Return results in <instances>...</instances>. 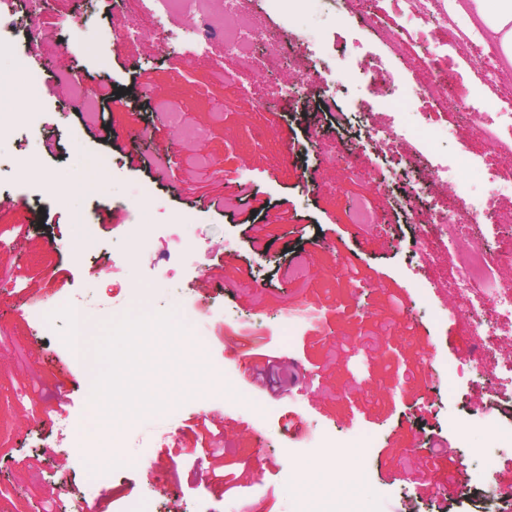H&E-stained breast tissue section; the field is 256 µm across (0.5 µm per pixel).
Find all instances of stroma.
Returning a JSON list of instances; mask_svg holds the SVG:
<instances>
[{
    "label": "stroma",
    "mask_w": 512,
    "mask_h": 512,
    "mask_svg": "<svg viewBox=\"0 0 512 512\" xmlns=\"http://www.w3.org/2000/svg\"><path fill=\"white\" fill-rule=\"evenodd\" d=\"M245 10L275 29L283 64L267 65L262 46L257 73L239 74L231 55L214 46L222 75L191 47L148 22H136L138 0H42L36 10L0 18L8 29L41 33L32 64L41 78L34 95L15 100L13 111L35 112L36 127L8 121L0 140V512H38L54 502L56 480L67 475L82 486L96 460L63 447L49 419L66 415L74 429H87L98 383L119 380L131 420H116V432L136 425L165 427L163 443L127 445L114 465L116 478L106 510L123 512L144 484L155 486L162 512H292L284 470L305 473L317 462L332 482L345 470L332 449L316 460L284 457L279 446L305 445L321 426L337 436L362 431L374 436L369 453L354 449L351 460L363 479L358 491L365 512H480L485 495L512 480V452L465 456L467 446L495 442L493 431L449 424V416L480 411L491 392L488 377L430 374L427 355L457 362L471 351L452 313L457 305L453 263L446 247L431 241L427 260L414 242L427 221L424 209H401V191L383 150L362 147L358 128L338 131L333 112L355 113L368 104L371 119L389 130L399 124L386 97L423 88L444 71L467 91L440 108L442 124L456 126L459 108L490 120L512 113V77L488 82L456 54L447 33H407L401 54H393L376 28L399 24L393 0H369L372 28L359 18L334 20L287 17L270 11L268 0H245ZM137 30H130V23ZM347 51L349 71L336 73V97L312 79L311 44ZM382 64L388 79L377 94L364 76ZM301 84L299 95H280L283 70ZM85 83L121 88L88 117L71 86ZM176 106L185 125L204 130L195 140L178 139L164 168L156 166L159 138L171 126L155 109ZM436 152L465 156L469 175L433 181L441 204L464 192L480 197L489 177L511 166L512 157L486 150L477 127L440 142ZM292 166H285V154ZM355 156L366 179L346 177L342 158ZM113 158L116 175L98 198L79 193L56 199L59 180L81 181L96 163ZM212 161L218 174L201 165ZM148 181L157 196L131 194ZM246 183L249 202L225 211L219 200L225 183ZM123 203H115V196ZM363 199L381 215L370 228L354 226L346 212ZM87 215L101 242L93 256L61 250L82 231ZM150 215L146 246H128V227ZM188 225L169 231L176 216ZM501 224L488 231L499 255L497 279L512 289V196L500 203ZM260 248H253L252 238ZM304 254L306 272L294 282L289 270ZM140 288L133 300L132 288ZM86 295L124 304L121 315L94 316L84 345L85 362L73 360L59 333L33 325L28 305ZM308 319L298 336L287 338L280 324L297 304ZM188 313L182 341L202 345L233 367L236 384L253 408L234 400L200 409L190 396L192 371L170 346L149 340V355H134L132 331L155 311ZM232 316L216 325V313ZM270 367L275 389L248 377L244 363ZM272 412L258 421L255 411ZM444 451L433 455V440ZM487 475L484 492L469 491L468 478Z\"/></svg>",
    "instance_id": "35a3bbf8"
}]
</instances>
